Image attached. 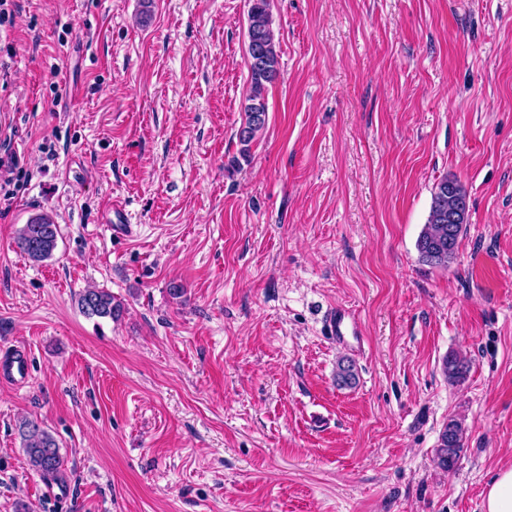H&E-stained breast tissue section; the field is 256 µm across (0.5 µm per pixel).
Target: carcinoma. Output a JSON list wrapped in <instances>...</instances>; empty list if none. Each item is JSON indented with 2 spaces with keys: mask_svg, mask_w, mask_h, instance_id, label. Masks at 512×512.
<instances>
[{
  "mask_svg": "<svg viewBox=\"0 0 512 512\" xmlns=\"http://www.w3.org/2000/svg\"><path fill=\"white\" fill-rule=\"evenodd\" d=\"M270 0H251L247 29V60L250 72V90L243 106L244 119L238 130L242 152L263 131L268 121V86L280 76V55L274 32L268 18ZM467 203V192L454 177H444L435 187L427 223L417 240L419 259L432 267L446 268L456 257L459 238L464 225H453L448 233V208ZM58 236L57 224L47 214L36 215L23 225L15 237V245L21 254L39 263L52 256ZM80 312L89 319L117 320L123 314L122 303L111 292L88 288L77 299ZM469 370L468 360L458 354H450L443 361V373L452 383L465 379ZM354 363L340 358L337 363L336 383L340 387L356 384ZM18 433L32 471L44 480H60L63 457L56 439L40 425L25 418L18 423ZM465 430L461 422L448 419L440 433L435 449V461L445 470L456 464L463 451Z\"/></svg>",
  "mask_w": 512,
  "mask_h": 512,
  "instance_id": "carcinoma-1",
  "label": "carcinoma"
}]
</instances>
